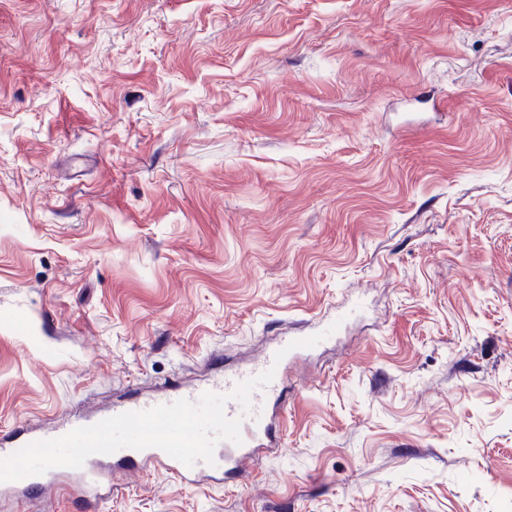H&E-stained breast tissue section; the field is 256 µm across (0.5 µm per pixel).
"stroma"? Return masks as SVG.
Wrapping results in <instances>:
<instances>
[{"mask_svg": "<svg viewBox=\"0 0 512 512\" xmlns=\"http://www.w3.org/2000/svg\"><path fill=\"white\" fill-rule=\"evenodd\" d=\"M339 313L242 476L97 512H512V0H0V431Z\"/></svg>", "mask_w": 512, "mask_h": 512, "instance_id": "obj_1", "label": "stroma"}]
</instances>
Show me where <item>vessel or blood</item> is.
<instances>
[{"mask_svg": "<svg viewBox=\"0 0 512 512\" xmlns=\"http://www.w3.org/2000/svg\"><path fill=\"white\" fill-rule=\"evenodd\" d=\"M275 354V349H266L252 365L219 375L204 384L186 387L176 383L150 396L136 394L106 408L74 415L64 426L58 428L22 429L13 434L0 436V458L11 455L29 443L55 439L74 428L91 426L121 413L142 411L161 404H169L179 399H188L195 402L199 400L202 394L207 392L227 393L238 383L255 377L267 369H274L275 374L272 382L266 387L252 392L249 414H242L238 403L233 401L227 403L225 407L227 416L235 417L239 415L243 418L241 426L243 442L239 445L229 441L219 442L214 451V464L210 465L200 461L194 466L188 467L158 448L152 447L144 450L123 448L109 456L103 454L92 455L86 460L84 466L76 471V475L81 481L83 493L93 497L98 494L97 484L100 477L107 473L105 462L109 459L113 460L115 465L133 471H142L149 467L161 469L178 477L188 485L196 483L201 478L223 481L236 477L242 460L263 448L270 436L271 424L268 420V409L271 404L278 401L280 386L287 368L286 362H275Z\"/></svg>", "mask_w": 512, "mask_h": 512, "instance_id": "vessel-or-blood-1", "label": "vessel or blood"}]
</instances>
